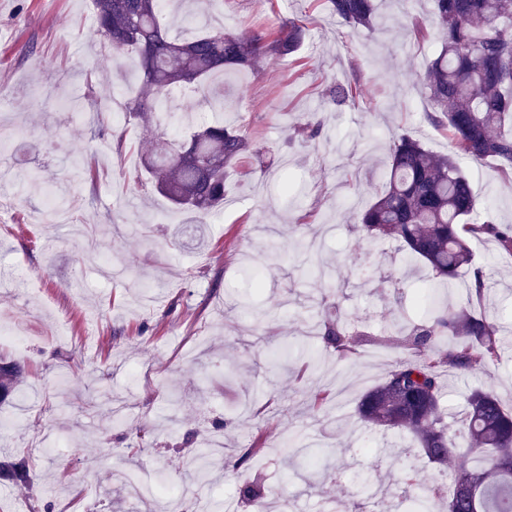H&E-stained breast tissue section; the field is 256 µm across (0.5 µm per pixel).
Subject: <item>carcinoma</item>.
Returning <instances> with one entry per match:
<instances>
[{
    "label": "carcinoma",
    "instance_id": "carcinoma-1",
    "mask_svg": "<svg viewBox=\"0 0 512 512\" xmlns=\"http://www.w3.org/2000/svg\"><path fill=\"white\" fill-rule=\"evenodd\" d=\"M163 0H93L97 27L115 52L137 53L142 76L135 89L124 88L140 121L165 107L173 90L195 82L202 102L214 113L224 111V84L215 78L224 68L252 69L270 53H290L300 43L302 28L281 26L279 35L231 34L207 27L189 38H177L161 23ZM441 50L425 66L422 81L434 106L430 120L448 129L452 152L431 153L408 135L392 139L384 190L356 216L358 238L394 240L432 271L435 284L453 286L464 271L471 275L469 297L483 299L490 290L482 268L472 264L471 239H491L512 255V224L482 220L479 203L458 159L493 158L498 172L512 176V81L507 60L512 51V0H432ZM333 13L348 27H372L374 0H329ZM171 150L145 155L143 168L153 175L156 191L193 223L214 215L224 205V178L249 151L237 129L215 119L194 131L187 143L173 138ZM454 342L440 345L443 336ZM502 328L490 316L468 308L435 310L412 324L396 343L412 352L360 399L357 414L364 424L411 435L420 448L419 463L445 466L461 442L476 464L455 470L453 493L439 508L436 492L418 493L411 473H403L402 493L391 505L403 512H512V411L491 392L474 390L466 397L460 427L451 431L443 399L447 379L476 365H496L503 353ZM324 346L340 359L356 354L362 343L341 322L323 313ZM19 363L0 356V402H7L22 377ZM254 449L242 454L194 456L190 475L210 468L237 472ZM0 477L17 487L31 484L26 461L0 462ZM249 506L266 512L268 489L258 481L240 488Z\"/></svg>",
    "mask_w": 512,
    "mask_h": 512
}]
</instances>
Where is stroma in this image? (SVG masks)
Masks as SVG:
<instances>
[{"mask_svg":"<svg viewBox=\"0 0 512 512\" xmlns=\"http://www.w3.org/2000/svg\"><path fill=\"white\" fill-rule=\"evenodd\" d=\"M431 10L430 0H379L368 32L337 19L327 0H223L227 32L265 35L295 19L303 35L295 53L225 74L224 120L251 153L228 172L223 210L188 237L186 215L155 192L141 157L207 116L196 86L142 124L112 96L113 81L138 77L137 55L103 44L93 0H0V127L12 132L0 167L16 175L0 184V352L26 370L0 405V454L32 467L31 489L0 479V512H169L194 500L247 512L238 489L257 474L270 512L284 500L292 512L329 501L335 512H387L400 491L393 461L356 407L407 357L390 339L430 313L420 297L432 274L397 242L356 244L352 226L384 183L393 137L451 150L421 84L441 49ZM419 22L431 32L423 41L412 36ZM335 82L355 86L356 100L334 104L325 90ZM309 118L322 128L313 141L295 131ZM76 160L87 172L73 178ZM460 165L483 216L512 224V179L491 159ZM34 170L50 192L21 189ZM300 224L315 225L332 278L305 274ZM470 246L492 284L481 308L512 335V258L497 259L484 239ZM248 266L262 267L259 286L244 278ZM311 293L375 338L346 361L309 342L323 375L280 355L303 337ZM244 296L268 310L266 322L237 307ZM475 387L512 408V347L455 381L446 411L459 413ZM230 415L224 444L254 449L248 466L185 476L182 458L207 453L214 422ZM142 423L152 427L146 451H127L128 427ZM292 433L325 449L327 469L283 447ZM358 469L373 472L371 492L354 482Z\"/></svg>","mask_w":512,"mask_h":512,"instance_id":"1","label":"stroma"}]
</instances>
